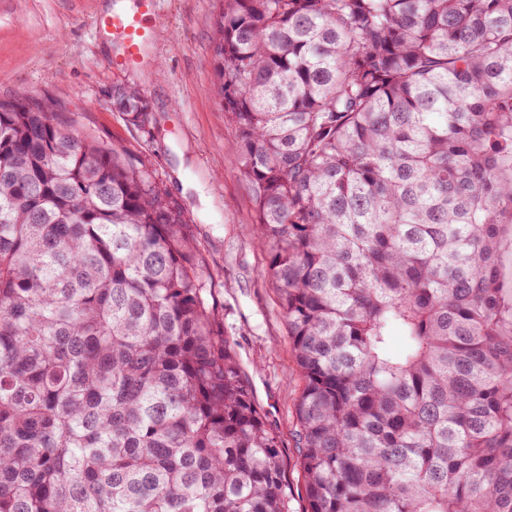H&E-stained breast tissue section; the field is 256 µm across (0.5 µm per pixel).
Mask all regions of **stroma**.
<instances>
[{
	"label": "stroma",
	"mask_w": 512,
	"mask_h": 512,
	"mask_svg": "<svg viewBox=\"0 0 512 512\" xmlns=\"http://www.w3.org/2000/svg\"><path fill=\"white\" fill-rule=\"evenodd\" d=\"M112 0H0V100L58 101L77 130L141 155L189 219L205 260L216 315L286 463L288 512L308 502L297 451L304 380L288 337L255 212L239 173L234 128L213 93L215 0H157L160 30L145 64L115 68L117 39L95 27ZM149 102L141 134L112 108L115 85Z\"/></svg>",
	"instance_id": "1"
}]
</instances>
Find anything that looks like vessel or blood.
Segmentation results:
<instances>
[{
	"instance_id": "obj_1",
	"label": "vessel or blood",
	"mask_w": 512,
	"mask_h": 512,
	"mask_svg": "<svg viewBox=\"0 0 512 512\" xmlns=\"http://www.w3.org/2000/svg\"><path fill=\"white\" fill-rule=\"evenodd\" d=\"M100 31L110 32L122 41V53L116 64L121 68L143 65L147 46L158 33L156 0H136L132 10H115L96 18Z\"/></svg>"
}]
</instances>
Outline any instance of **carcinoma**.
Masks as SVG:
<instances>
[{
  "label": "carcinoma",
  "mask_w": 512,
  "mask_h": 512,
  "mask_svg": "<svg viewBox=\"0 0 512 512\" xmlns=\"http://www.w3.org/2000/svg\"><path fill=\"white\" fill-rule=\"evenodd\" d=\"M213 85L308 512H512V0H217ZM187 225L122 143L0 101V512H288Z\"/></svg>",
  "instance_id": "1"
}]
</instances>
